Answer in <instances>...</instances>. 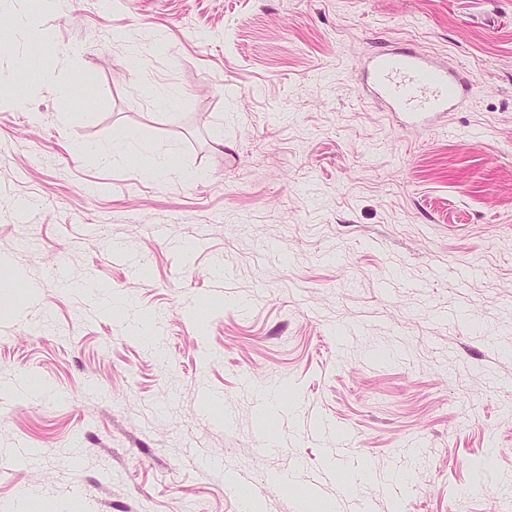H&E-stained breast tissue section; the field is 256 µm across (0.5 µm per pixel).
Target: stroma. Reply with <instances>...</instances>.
<instances>
[{
    "label": "stroma",
    "mask_w": 512,
    "mask_h": 512,
    "mask_svg": "<svg viewBox=\"0 0 512 512\" xmlns=\"http://www.w3.org/2000/svg\"><path fill=\"white\" fill-rule=\"evenodd\" d=\"M28 7L38 38L0 47V448L36 454L0 508L512 512V0ZM406 44L475 84L446 125L359 98ZM123 135L167 177L72 150ZM138 152L147 157V163L142 168V175L147 179L161 178L170 171L171 160L157 154L150 146L141 145Z\"/></svg>",
    "instance_id": "1"
}]
</instances>
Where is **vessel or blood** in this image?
<instances>
[{
	"label": "vessel or blood",
	"mask_w": 512,
	"mask_h": 512,
	"mask_svg": "<svg viewBox=\"0 0 512 512\" xmlns=\"http://www.w3.org/2000/svg\"><path fill=\"white\" fill-rule=\"evenodd\" d=\"M363 100L422 128L462 108L474 91L467 75L419 49H386L368 56L361 68Z\"/></svg>",
	"instance_id": "b4317fda"
}]
</instances>
